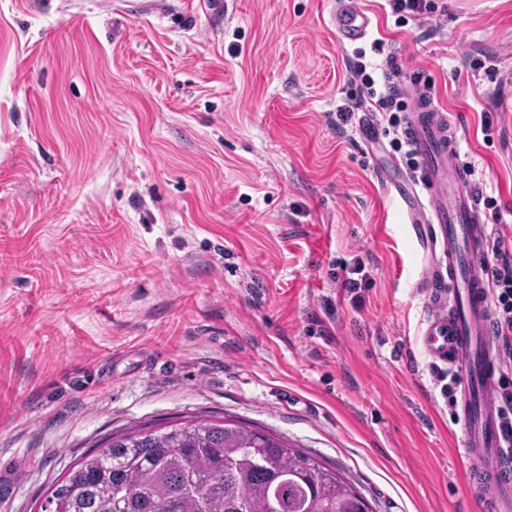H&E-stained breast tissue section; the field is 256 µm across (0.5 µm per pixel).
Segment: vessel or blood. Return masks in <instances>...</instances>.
<instances>
[{
  "label": "vessel or blood",
  "mask_w": 512,
  "mask_h": 512,
  "mask_svg": "<svg viewBox=\"0 0 512 512\" xmlns=\"http://www.w3.org/2000/svg\"><path fill=\"white\" fill-rule=\"evenodd\" d=\"M330 19L341 45L355 44L370 33V20L356 0H336ZM406 129L418 165L398 176L383 173L382 178L427 254L422 349L457 380L456 405L463 423L457 454L478 465L475 477L483 512H512V447L494 400L498 362L490 329L489 282L481 261L488 229L468 171L450 160L455 141L447 113L417 94Z\"/></svg>",
  "instance_id": "1"
}]
</instances>
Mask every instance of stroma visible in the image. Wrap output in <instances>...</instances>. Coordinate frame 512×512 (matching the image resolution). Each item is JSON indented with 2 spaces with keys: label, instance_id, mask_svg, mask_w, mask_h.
I'll return each mask as SVG.
<instances>
[{
  "label": "stroma",
  "instance_id": "35a3bbf8",
  "mask_svg": "<svg viewBox=\"0 0 512 512\" xmlns=\"http://www.w3.org/2000/svg\"><path fill=\"white\" fill-rule=\"evenodd\" d=\"M127 2L0 0V512L190 416L277 434L373 512H481L420 345L425 258L334 124L333 0ZM436 2L360 5L512 238V0ZM358 258L356 305L333 275ZM392 13L398 15V24L404 21L409 14L432 13L438 9L435 1L426 0H388Z\"/></svg>",
  "mask_w": 512,
  "mask_h": 512
}]
</instances>
